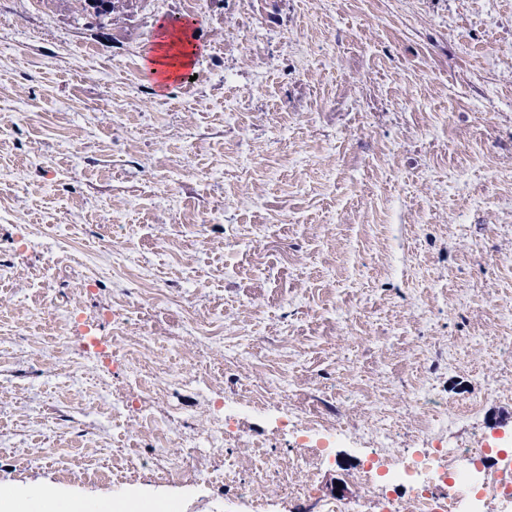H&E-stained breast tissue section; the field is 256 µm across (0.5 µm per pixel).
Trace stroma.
I'll return each mask as SVG.
<instances>
[{
	"mask_svg": "<svg viewBox=\"0 0 512 512\" xmlns=\"http://www.w3.org/2000/svg\"><path fill=\"white\" fill-rule=\"evenodd\" d=\"M510 341L512 0H0V485L378 512L376 449H512ZM162 29L163 40L158 44L159 51L162 53L155 55L152 58L143 62L145 69L150 70L151 73L156 74L161 85L167 82L175 81L178 79V72L182 69L188 68L194 64V57L196 56V45L192 42H182L180 39H173L170 35L167 25L160 24ZM167 39H170L167 41ZM176 48V51L169 54V51ZM394 465V463L386 459V455L379 453L376 457H372L366 461L363 471L356 473L355 478L357 481L370 484L376 477H380L383 478L387 484H391L393 482Z\"/></svg>",
	"mask_w": 512,
	"mask_h": 512,
	"instance_id": "1",
	"label": "stroma"
}]
</instances>
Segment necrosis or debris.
Returning <instances> with one entry per match:
<instances>
[{"mask_svg": "<svg viewBox=\"0 0 512 512\" xmlns=\"http://www.w3.org/2000/svg\"><path fill=\"white\" fill-rule=\"evenodd\" d=\"M487 453L481 439L459 448L457 455L424 456L393 470L384 454L366 461L355 478L360 482L399 480L401 488L385 497L382 512H484L487 499L497 500L502 512H512V473L492 476L484 465ZM410 497H403L402 488Z\"/></svg>", "mask_w": 512, "mask_h": 512, "instance_id": "4bbe7bcc", "label": "necrosis or debris"}]
</instances>
